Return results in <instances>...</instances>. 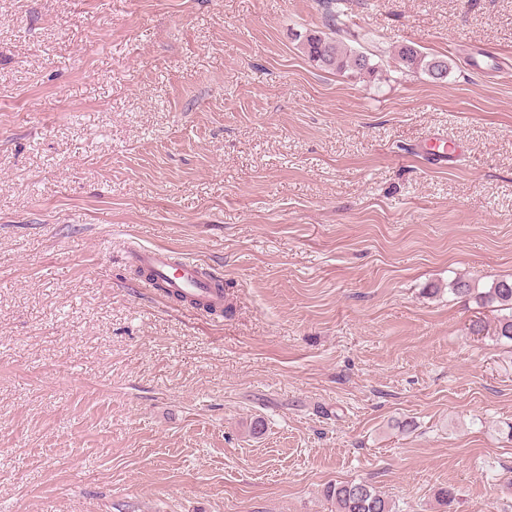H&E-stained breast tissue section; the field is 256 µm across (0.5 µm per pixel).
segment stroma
<instances>
[{"label":"stroma","instance_id":"stroma-1","mask_svg":"<svg viewBox=\"0 0 512 512\" xmlns=\"http://www.w3.org/2000/svg\"><path fill=\"white\" fill-rule=\"evenodd\" d=\"M338 7L378 75L321 0H0V512H512V343L448 290L512 277V0ZM335 0H328L327 26L331 31L332 37L311 34L302 42V50L310 60L327 69H335L338 72L351 70L359 74H372L376 72L377 66L372 63L371 57L364 52L356 51L347 46L341 39L335 37L342 31L341 26L345 25L342 21L343 11H336L333 4ZM398 59L405 68L423 69L433 79L437 80L433 73L438 70H449L448 61L440 57H432L426 60L428 56L423 55L421 51L412 45L403 44L395 51ZM127 254V260L150 272L152 279L143 282L147 288H158V285L168 293L191 298L201 304L195 307L203 311L205 307H224V296L214 288L217 277H204L196 260L184 259L174 264L168 250L140 246L130 249ZM324 494L335 512H393L390 500L367 482L331 484Z\"/></svg>","mask_w":512,"mask_h":512}]
</instances>
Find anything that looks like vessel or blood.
Masks as SVG:
<instances>
[{
  "label": "vessel or blood",
  "mask_w": 512,
  "mask_h": 512,
  "mask_svg": "<svg viewBox=\"0 0 512 512\" xmlns=\"http://www.w3.org/2000/svg\"><path fill=\"white\" fill-rule=\"evenodd\" d=\"M128 259L150 272L147 287L165 288L168 293L191 298L207 308L219 309L224 305V297L215 290L213 278L202 275L197 261L186 259L176 264L168 250L140 246L130 249Z\"/></svg>",
  "instance_id": "b4317fda"
}]
</instances>
